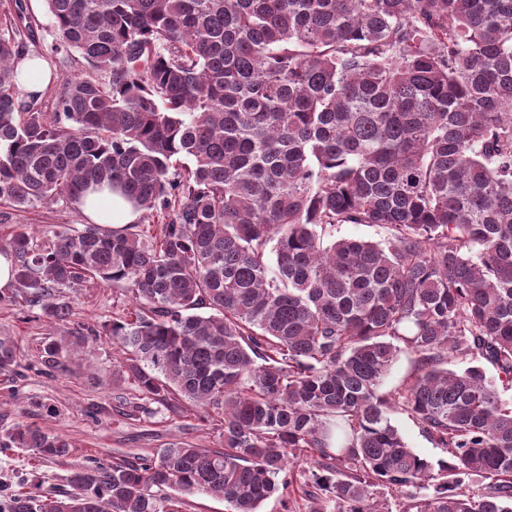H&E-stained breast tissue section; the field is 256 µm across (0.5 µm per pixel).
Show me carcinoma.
<instances>
[{"label": "carcinoma", "mask_w": 512, "mask_h": 512, "mask_svg": "<svg viewBox=\"0 0 512 512\" xmlns=\"http://www.w3.org/2000/svg\"><path fill=\"white\" fill-rule=\"evenodd\" d=\"M45 5L50 53L88 70L53 112L23 99L33 18L15 0L0 203L78 206L107 186L164 222L20 225L0 254L53 322L91 281L130 298L109 331L124 404L214 412L224 447L81 467L15 512H168L166 488L258 512L299 482L306 512H512V0ZM343 224L390 236L335 237ZM96 335L47 337L42 371ZM401 352L413 372L383 392ZM17 365L0 336V373ZM398 409L445 458L407 446ZM0 447L58 460L71 444L19 424Z\"/></svg>", "instance_id": "carcinoma-1"}]
</instances>
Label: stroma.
Returning a JSON list of instances; mask_svg holds the SVG:
<instances>
[{"label": "stroma", "instance_id": "obj_1", "mask_svg": "<svg viewBox=\"0 0 512 512\" xmlns=\"http://www.w3.org/2000/svg\"><path fill=\"white\" fill-rule=\"evenodd\" d=\"M39 26L29 44L31 53L45 57L52 82L41 99L44 111L55 109L66 72L84 71V63L61 66L49 55L51 21L44 0H27ZM87 221L77 206L58 203L26 209L0 208V236L27 224L39 232L63 227L78 228ZM71 322L101 329L92 361L72 358L65 369L46 374L40 369L39 348L45 336L62 331V324L47 319L39 308L24 303L0 302V336L14 343L18 373H0V437L19 424H33L66 437L73 445L61 460L40 459L28 448L0 447V512H11L16 498L29 494H59L78 466L111 463L117 457L153 456L168 442L182 440L200 448H218L223 438L217 422L202 410L185 406L178 414L156 408L155 412L128 414L112 382L119 353L103 329L122 316V305L112 302V286L88 283L69 291Z\"/></svg>", "mask_w": 512, "mask_h": 512}]
</instances>
